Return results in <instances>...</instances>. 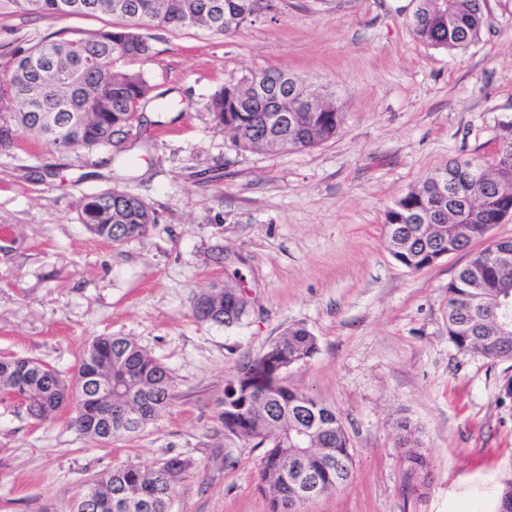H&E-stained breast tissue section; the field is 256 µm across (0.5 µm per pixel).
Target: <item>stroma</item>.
<instances>
[{"label":"stroma","instance_id":"stroma-1","mask_svg":"<svg viewBox=\"0 0 512 512\" xmlns=\"http://www.w3.org/2000/svg\"><path fill=\"white\" fill-rule=\"evenodd\" d=\"M414 0H282L231 36L152 30L143 63L167 102L139 111L128 158L88 162L47 144L0 156V355L49 364L72 379L85 345L125 336L173 377L167 410L133 437L102 445L70 425L0 404V512H69L82 488L120 464L171 457L192 469L170 512H268L264 448L224 435L227 380L289 326L319 350L288 381L336 410L350 438L349 483L306 512H495L512 481L506 366L448 339V283L482 243L419 271L385 242V212L435 169L493 161L512 122V0H488L467 49L418 41ZM109 16L55 18L0 10V79L14 56L57 32L79 38ZM282 69L334 93L339 134L304 151L238 148L209 109L230 78ZM56 177L27 180L30 168ZM117 188L155 211L143 236L113 244L80 222L88 195ZM244 289L247 314L198 322L200 291ZM417 428L428 467L411 472L399 419Z\"/></svg>","mask_w":512,"mask_h":512}]
</instances>
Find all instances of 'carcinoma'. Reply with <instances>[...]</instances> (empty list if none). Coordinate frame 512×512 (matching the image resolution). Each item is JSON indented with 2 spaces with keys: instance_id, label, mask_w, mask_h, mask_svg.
I'll use <instances>...</instances> for the list:
<instances>
[{
  "instance_id": "carcinoma-1",
  "label": "carcinoma",
  "mask_w": 512,
  "mask_h": 512,
  "mask_svg": "<svg viewBox=\"0 0 512 512\" xmlns=\"http://www.w3.org/2000/svg\"><path fill=\"white\" fill-rule=\"evenodd\" d=\"M280 0H0V7L57 18L105 14L115 20L109 30L82 38L58 34L21 52L10 75L0 80V153L24 139L53 145L61 153L95 150L125 151L122 144L138 119L141 105L151 99L152 86L141 71L125 61L145 62L153 56L150 29L197 28L229 36L247 24L271 16ZM486 0H417L410 18L418 40L448 51L475 43L485 27ZM283 71L267 69L224 84L212 97L216 122L245 151H303L336 137L343 113L325 95L312 109L300 102L299 91L282 94ZM271 112L296 116L283 131L281 144L271 145L266 120ZM504 145L489 167L471 161L462 169H441L451 175L455 199L436 192L427 175L421 187L395 200L386 211V245L404 267L419 271L449 250L463 251L483 241L499 214L512 207V122L502 126ZM472 207L459 209V200ZM425 215L424 224L417 217ZM81 223L97 238L121 243L144 235L156 223L155 212L141 198L108 189L83 199ZM511 256L504 259L483 249L448 282V338L462 353L477 352L495 362H512V325L491 318L487 309L512 293ZM239 289L226 287L196 294L194 317L226 327L239 323L246 308L235 303ZM316 337L304 326L288 327L264 352L224 385L218 418L224 435L266 447L260 461V486L272 497L269 512H283L279 500L290 491L294 475L302 477L316 499L344 486L353 472L350 441L336 411L288 383V369L311 358ZM93 363L98 375L112 378V435L133 436L159 417L170 403L172 376L162 363L134 341L115 335L98 336L81 354L76 373ZM28 387L24 412L44 420L60 410L73 388L55 369L41 361L0 358V397ZM100 409L86 406L72 424L100 440L93 423ZM399 445L410 469H423L426 459L417 429L406 419L398 423ZM191 463L170 466L123 465L87 485L80 495L96 499L97 512H169L175 479ZM124 501L128 509L109 507Z\"/></svg>"
}]
</instances>
